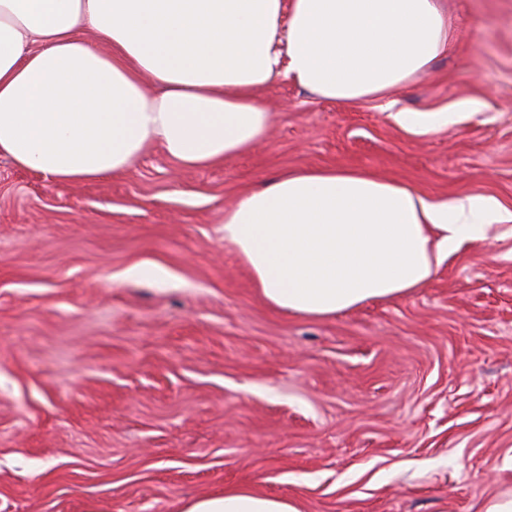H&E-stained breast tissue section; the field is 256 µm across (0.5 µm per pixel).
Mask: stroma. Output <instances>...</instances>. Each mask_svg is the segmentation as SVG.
<instances>
[{
    "label": "stroma",
    "mask_w": 512,
    "mask_h": 512,
    "mask_svg": "<svg viewBox=\"0 0 512 512\" xmlns=\"http://www.w3.org/2000/svg\"><path fill=\"white\" fill-rule=\"evenodd\" d=\"M444 5L432 75L355 105L279 80L265 139L222 165L153 147L55 185L0 157V512H182L242 487L302 512H481L512 491L511 234L328 319L269 307L224 242L225 206L295 169L512 210V0Z\"/></svg>",
    "instance_id": "obj_1"
}]
</instances>
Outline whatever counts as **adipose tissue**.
Wrapping results in <instances>:
<instances>
[{"label": "adipose tissue", "mask_w": 512, "mask_h": 512, "mask_svg": "<svg viewBox=\"0 0 512 512\" xmlns=\"http://www.w3.org/2000/svg\"><path fill=\"white\" fill-rule=\"evenodd\" d=\"M448 48L440 0H0V156L55 184L103 180L158 146L201 169L267 132L284 78L339 104L386 99ZM512 223L366 169L284 173L224 210L261 298L326 319L426 285L463 241ZM183 512H300L242 488Z\"/></svg>", "instance_id": "adipose-tissue-1"}]
</instances>
